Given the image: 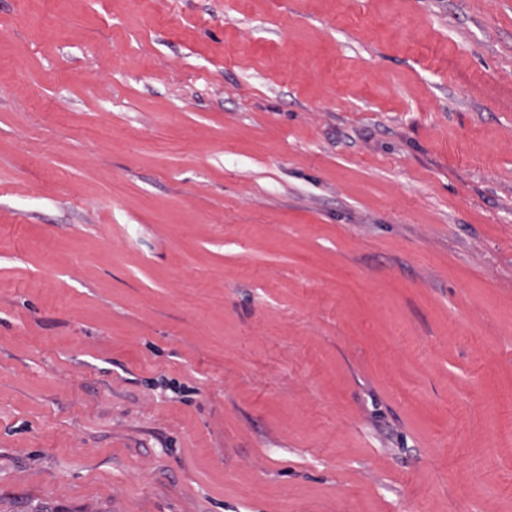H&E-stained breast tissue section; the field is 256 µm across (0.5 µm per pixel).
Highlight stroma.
I'll return each instance as SVG.
<instances>
[{"mask_svg": "<svg viewBox=\"0 0 512 512\" xmlns=\"http://www.w3.org/2000/svg\"><path fill=\"white\" fill-rule=\"evenodd\" d=\"M512 512V0H0V512Z\"/></svg>", "mask_w": 512, "mask_h": 512, "instance_id": "stroma-1", "label": "stroma"}]
</instances>
